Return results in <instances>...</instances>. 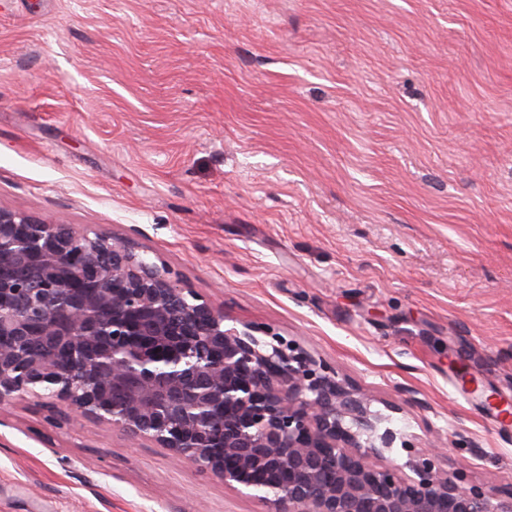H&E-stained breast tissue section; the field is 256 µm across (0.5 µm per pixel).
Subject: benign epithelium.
Returning a JSON list of instances; mask_svg holds the SVG:
<instances>
[{"label":"benign epithelium","instance_id":"obj_1","mask_svg":"<svg viewBox=\"0 0 512 512\" xmlns=\"http://www.w3.org/2000/svg\"><path fill=\"white\" fill-rule=\"evenodd\" d=\"M125 241L0 207V404L47 396L151 440L276 512H512V489L449 474L300 345L252 327Z\"/></svg>","mask_w":512,"mask_h":512}]
</instances>
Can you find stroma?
I'll use <instances>...</instances> for the list:
<instances>
[{
    "label": "stroma",
    "mask_w": 512,
    "mask_h": 512,
    "mask_svg": "<svg viewBox=\"0 0 512 512\" xmlns=\"http://www.w3.org/2000/svg\"><path fill=\"white\" fill-rule=\"evenodd\" d=\"M0 207L129 242L512 487V0H0ZM0 403V512H272Z\"/></svg>",
    "instance_id": "obj_1"
}]
</instances>
